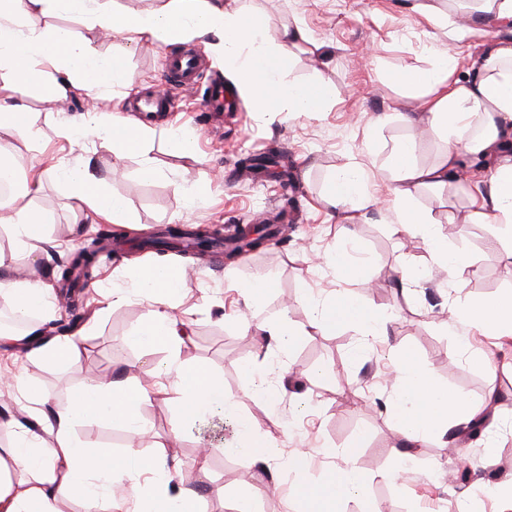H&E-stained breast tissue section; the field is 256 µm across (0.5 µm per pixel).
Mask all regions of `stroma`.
Returning a JSON list of instances; mask_svg holds the SVG:
<instances>
[{
    "mask_svg": "<svg viewBox=\"0 0 512 512\" xmlns=\"http://www.w3.org/2000/svg\"><path fill=\"white\" fill-rule=\"evenodd\" d=\"M229 2L234 8L263 12L270 30L294 20L308 30L312 40L296 49L291 77L302 81L317 74L327 80L333 97L325 111L283 114L268 121L254 112L247 97L226 84L223 117L216 122L197 107L209 86L225 79L224 61L209 52L201 54L197 82L178 87L165 76L160 57L166 51L182 52V45L129 52L120 41L80 20L41 18L43 27L63 28L74 39L91 40L102 54L126 53L137 84L131 90L117 86L102 92L100 113L129 116L141 98L160 89L168 92L173 110L151 121L155 133L147 155L158 170L155 178L141 176L139 158L118 159L100 144L92 146L98 165L107 170L108 189L126 201L131 223H75L66 187L45 174L31 204L44 217L48 239L61 245L54 261L102 232L114 236L112 257L55 316L56 321L79 327L89 313L99 315L94 329L77 342L76 363L56 364L15 348L0 349V373L24 378L37 392L29 401L0 392V415L23 421L52 414L55 404L68 398L91 369H99L105 380L118 374L141 378L147 368L174 356L136 336L151 311L147 299L135 296L107 312L98 310L101 289L124 286L127 262L150 264L161 257L182 261L174 251L160 257L154 249L140 248V241L169 225L245 227L253 217L280 213L285 229L265 248L241 255L235 268H228L224 255L214 253L188 263L174 300L189 333L175 356L185 365H200L222 377L225 391L238 402L239 415L256 433L277 440L278 457L262 464L226 452L235 439L229 419L173 439L177 409L162 401L142 409L145 432L139 437L96 419L76 421L75 437L115 455L132 447L143 457L164 459L174 480L200 489L206 512H236L243 504L253 512H304L296 486L321 482L329 469L353 466L366 473L368 488L364 495L339 503L340 512H458L462 498L474 491L481 494L484 512H501L497 487L512 481V336L468 329L448 319V308L457 298L479 301L512 290V262L496 241L494 227L449 223V214L461 215L469 208L468 198L459 196L455 187L416 194L417 207L441 221L449 247L468 257L467 264L449 275L434 265L423 237L403 240L394 234L386 209L371 211L352 224L321 201L327 179L349 163L369 172L372 192L386 195L383 160L395 142L411 135L404 116L418 111L422 100L419 90L392 83V71L431 66L435 51L446 50L458 59L456 78L466 79L498 40L497 27L476 22L464 42L451 41L444 30L426 21L424 0ZM81 101L77 91L50 99L30 90L22 102L42 139L33 149L0 137V155L28 174L73 161L79 148L59 136L58 125L63 115L79 110ZM177 127L195 131L193 152L172 151ZM272 150L283 154L281 166L253 174L238 165L241 158L263 157ZM178 185L187 190L186 198L175 196ZM348 227L362 248L360 283L344 279L328 260L343 245ZM314 252L327 257L316 268L308 261ZM415 265L427 268L428 277L407 299L396 282ZM266 271L275 273L276 288L260 306L247 305L242 285ZM307 288L323 296L340 290L359 293L366 307L387 317V335H364L355 324L333 331L309 327L303 296ZM284 310L301 334L288 349L267 347L255 323ZM404 349L436 384L471 405L495 403V415L477 439L451 442L432 433L414 448L411 461L395 455L400 430L389 417V405L399 389L391 377V362ZM257 384L281 388L284 395L268 402L254 393ZM300 448L312 452V466L289 472V457ZM459 455L473 460L463 481L452 476Z\"/></svg>",
    "mask_w": 512,
    "mask_h": 512,
    "instance_id": "1",
    "label": "stroma"
}]
</instances>
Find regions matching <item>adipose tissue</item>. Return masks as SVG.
<instances>
[{
  "label": "adipose tissue",
  "instance_id": "adipose-tissue-1",
  "mask_svg": "<svg viewBox=\"0 0 512 512\" xmlns=\"http://www.w3.org/2000/svg\"><path fill=\"white\" fill-rule=\"evenodd\" d=\"M47 15L80 19L133 49L175 41L205 43L223 58L232 83L264 117L319 112L330 100V86L321 78L291 81L285 77L295 48L310 40L305 29L293 23L270 32L263 13L232 10L224 0H157L153 7L133 14L119 9L115 0H0V134L32 146L38 144L41 131L21 104L31 85L42 86L54 97L72 89L85 95V110L60 123L58 132L63 137H89L137 154L153 134L149 125L132 127L95 108L102 90L135 85L126 56L106 57L92 41L72 39L63 30L48 31L39 24ZM455 69V57L445 52L432 67H411L392 75L397 84L428 94L424 111L411 121L443 139V151L435 163L417 164L418 142L409 138L394 144L386 157L390 178L385 199L368 190L367 175L356 164L337 169L322 197L328 208L354 210L361 216L378 204L387 205L396 219V233L418 231L428 240L434 262L446 271L464 264L466 257L449 249L436 219L418 210L414 198L418 190L447 187L457 174L461 155L495 157L490 177L472 181L467 188L472 217L482 224L497 225L512 236V41L493 45L467 79H456ZM54 176L76 202L77 219L128 223L124 200L107 190L90 156L80 155L72 164L58 167ZM40 189V179L31 177L24 187L14 188L9 197L0 200V230L9 234L27 259L41 263L51 259L44 221L27 201ZM183 271V266L169 264L137 269L128 287L107 289L103 302L112 308L134 294L149 297L152 311L139 331L141 340L176 350L182 332L172 301L180 291ZM0 298L28 321L23 332L0 331V343L25 347L44 360L74 358L75 341L58 342L47 336L46 323L57 310L52 288L5 276L0 278ZM308 308L310 327L320 330L354 323L365 335L379 336L387 329L384 317L344 291L309 298ZM34 313L40 314V323L30 322ZM449 318L512 335V292L481 302L453 303ZM392 368L401 391L391 405V418L409 441L447 431L452 423H469L479 415V408L456 392L434 385L428 371L409 352H399ZM150 374L156 379L150 386L126 378L84 384L66 402L57 404L51 419L37 426L8 418L5 425L12 430L14 442L0 455V512H31L35 506L40 512H54L55 502L71 498L91 506L103 481L119 490L124 512H201L202 499L196 491L171 489L165 462L145 461L133 448L119 457L95 453L72 436L74 421L84 417L104 418L131 434H140V410L162 393L171 395L178 408L179 423L173 430L177 437L206 417H224L237 409V401L225 392L223 381L204 367H188L173 358L163 368L151 369ZM143 469L152 473L146 487L136 478ZM366 489L365 473L351 467L329 470L321 483L300 487L298 494L307 505L306 512H336L339 501L362 495Z\"/></svg>",
  "mask_w": 512,
  "mask_h": 512
}]
</instances>
